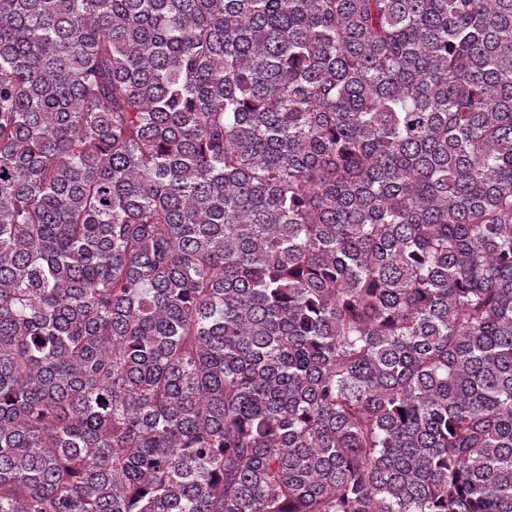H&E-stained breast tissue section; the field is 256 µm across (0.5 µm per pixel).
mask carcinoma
Returning <instances> with one entry per match:
<instances>
[{"mask_svg":"<svg viewBox=\"0 0 512 512\" xmlns=\"http://www.w3.org/2000/svg\"><path fill=\"white\" fill-rule=\"evenodd\" d=\"M0 512H512V0H0Z\"/></svg>","mask_w":512,"mask_h":512,"instance_id":"cac0c4a2","label":"carcinoma"}]
</instances>
